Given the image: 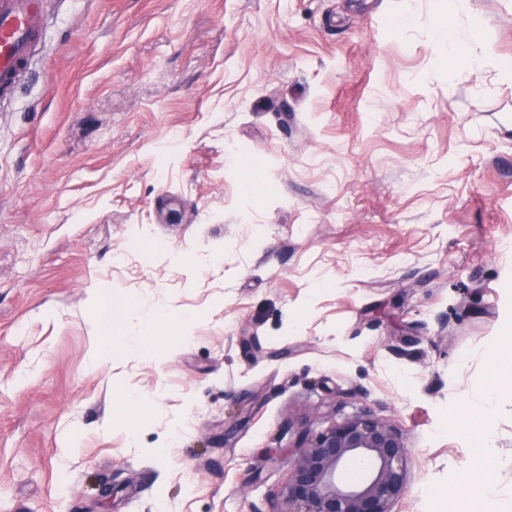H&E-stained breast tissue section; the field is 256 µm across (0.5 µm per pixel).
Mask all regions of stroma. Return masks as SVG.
<instances>
[{
	"label": "stroma",
	"mask_w": 512,
	"mask_h": 512,
	"mask_svg": "<svg viewBox=\"0 0 512 512\" xmlns=\"http://www.w3.org/2000/svg\"><path fill=\"white\" fill-rule=\"evenodd\" d=\"M44 18L0 101V512H278L363 410L411 451L395 512H512V0ZM99 291L118 344L136 301L196 321L95 369Z\"/></svg>",
	"instance_id": "1"
}]
</instances>
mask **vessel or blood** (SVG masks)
Listing matches in <instances>:
<instances>
[{
	"label": "vessel or blood",
	"instance_id": "1",
	"mask_svg": "<svg viewBox=\"0 0 512 512\" xmlns=\"http://www.w3.org/2000/svg\"><path fill=\"white\" fill-rule=\"evenodd\" d=\"M40 0H0V97L15 91L31 45L43 33Z\"/></svg>",
	"mask_w": 512,
	"mask_h": 512
}]
</instances>
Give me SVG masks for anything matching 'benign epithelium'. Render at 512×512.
<instances>
[{"instance_id":"1","label":"benign epithelium","mask_w":512,"mask_h":512,"mask_svg":"<svg viewBox=\"0 0 512 512\" xmlns=\"http://www.w3.org/2000/svg\"><path fill=\"white\" fill-rule=\"evenodd\" d=\"M409 457L400 430L371 412L334 419L294 448L278 512H393L407 492ZM357 464L367 468L362 480L343 481L340 469Z\"/></svg>"}]
</instances>
